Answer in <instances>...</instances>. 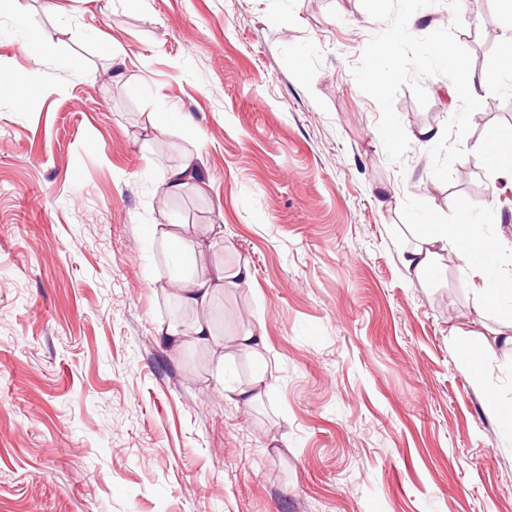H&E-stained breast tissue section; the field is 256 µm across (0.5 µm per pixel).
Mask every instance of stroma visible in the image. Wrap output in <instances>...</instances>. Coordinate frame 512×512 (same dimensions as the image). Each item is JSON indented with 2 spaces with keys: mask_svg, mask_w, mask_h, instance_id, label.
<instances>
[{
  "mask_svg": "<svg viewBox=\"0 0 512 512\" xmlns=\"http://www.w3.org/2000/svg\"><path fill=\"white\" fill-rule=\"evenodd\" d=\"M0 0V512H512V313L463 263L407 273L418 224H478L512 272V73L479 92L459 166L432 174L460 102L402 88L391 162L351 69L382 30L361 0ZM460 16L473 72L495 69L493 0ZM36 92L22 94L19 74ZM196 155L203 187L165 192ZM151 224L224 227L206 264L247 265L214 297L218 336H264L268 391L236 405L248 355L159 325L194 313ZM480 350L476 388L463 354Z\"/></svg>",
  "mask_w": 512,
  "mask_h": 512,
  "instance_id": "stroma-1",
  "label": "stroma"
}]
</instances>
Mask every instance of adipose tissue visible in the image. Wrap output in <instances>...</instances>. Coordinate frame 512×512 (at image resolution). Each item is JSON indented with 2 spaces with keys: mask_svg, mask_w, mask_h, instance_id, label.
Masks as SVG:
<instances>
[{
  "mask_svg": "<svg viewBox=\"0 0 512 512\" xmlns=\"http://www.w3.org/2000/svg\"><path fill=\"white\" fill-rule=\"evenodd\" d=\"M457 259L465 265L480 270L496 261V254L471 224H424L420 227L417 244L406 251L402 262L406 271L422 277L436 272L449 259ZM250 274L247 267L213 265L203 274L192 277L179 288V299L197 314L188 330L179 326H166L164 332L171 337L186 336L190 343H209L213 331L208 310L215 294L227 288L246 285Z\"/></svg>",
  "mask_w": 512,
  "mask_h": 512,
  "instance_id": "ef3b65f1",
  "label": "adipose tissue"
}]
</instances>
